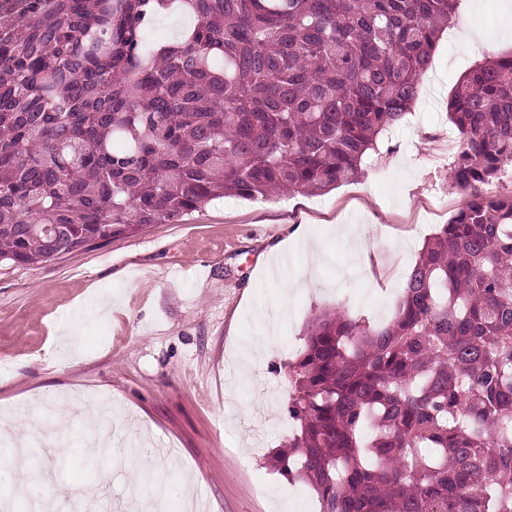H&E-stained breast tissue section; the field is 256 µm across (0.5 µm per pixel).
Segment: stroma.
<instances>
[{
    "instance_id": "obj_1",
    "label": "stroma",
    "mask_w": 512,
    "mask_h": 512,
    "mask_svg": "<svg viewBox=\"0 0 512 512\" xmlns=\"http://www.w3.org/2000/svg\"><path fill=\"white\" fill-rule=\"evenodd\" d=\"M511 53L512 0H459L411 114L381 134L354 181L273 200L227 197L47 263L0 264V431L10 443L35 425L64 438L32 459L58 512H83L92 499L97 512H144L158 490L163 512H181L189 495L205 512H319L316 496L270 463L294 428L288 365L315 311L392 318L421 242L466 202L448 182V99L476 64ZM344 224L369 225L366 241ZM300 225L321 242L318 257L291 245ZM357 253L363 263L351 264ZM310 271L314 284L282 292ZM277 310L275 349L256 351L263 314ZM61 400L85 417L49 415ZM107 407L112 447L89 451L83 423ZM87 461L108 472L107 486L85 474ZM41 497L15 460L0 463V500L13 512Z\"/></svg>"
}]
</instances>
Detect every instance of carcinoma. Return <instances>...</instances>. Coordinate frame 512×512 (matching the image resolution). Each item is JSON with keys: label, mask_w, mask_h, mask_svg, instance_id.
Returning a JSON list of instances; mask_svg holds the SVG:
<instances>
[{"label": "carcinoma", "mask_w": 512, "mask_h": 512, "mask_svg": "<svg viewBox=\"0 0 512 512\" xmlns=\"http://www.w3.org/2000/svg\"><path fill=\"white\" fill-rule=\"evenodd\" d=\"M458 0H0V263L354 180ZM192 23L152 40L160 14ZM467 201L394 318L313 314L272 464L320 512H512V55L448 100Z\"/></svg>", "instance_id": "obj_1"}]
</instances>
